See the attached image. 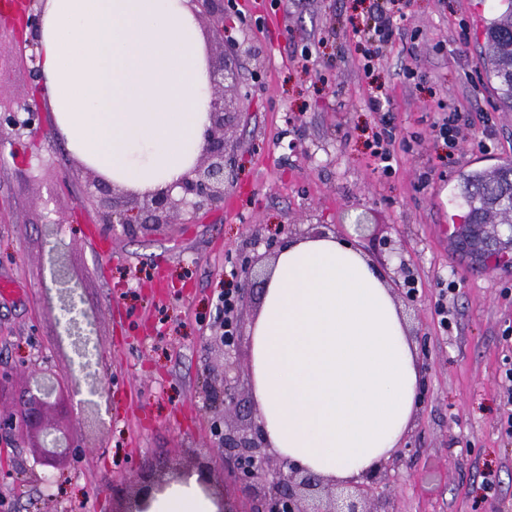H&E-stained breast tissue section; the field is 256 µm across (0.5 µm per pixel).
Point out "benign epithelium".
<instances>
[{
	"label": "benign epithelium",
	"mask_w": 512,
	"mask_h": 512,
	"mask_svg": "<svg viewBox=\"0 0 512 512\" xmlns=\"http://www.w3.org/2000/svg\"><path fill=\"white\" fill-rule=\"evenodd\" d=\"M201 7L197 17L208 18L219 36H224V14L230 7L227 0H193ZM239 45L226 43L225 54L220 58H208L209 78L213 90L210 125L204 133V144L200 157L193 168L179 183L180 191L172 189L145 193L143 206L138 210H102L100 224H121L128 231L147 229L159 224H172L185 214L208 213L224 209V190L228 188L229 175L236 163L234 151L228 149L224 128L237 119L238 113L227 112L224 107V84H237L236 60ZM41 108L27 104L4 115L0 114V127L8 126L15 131L25 130L35 135L40 130ZM252 283L244 280L237 287V304L231 317L224 320L220 328V341L226 348L236 344L239 314L250 298ZM55 394V387L43 378L34 379L22 395L21 416L0 415V429H11L17 425L28 431L41 434L43 458L49 462L62 454H69L78 445L65 433L49 426L44 419L46 408ZM224 414L214 425L216 446L224 452V459L232 464L230 471L236 486L248 508L243 512H393L390 498L380 486L387 480L390 471L402 461V452L380 464L373 471L344 484H329L314 473L288 464L269 448L259 427L239 426L229 422L230 413L238 406L236 388L229 379L217 394ZM198 484L203 492L213 498L218 512H232L226 508L224 497L216 495L210 478L203 469L196 470ZM136 491L123 512H146L150 502L165 488L163 483L132 478Z\"/></svg>",
	"instance_id": "1"
}]
</instances>
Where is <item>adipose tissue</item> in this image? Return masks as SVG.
Wrapping results in <instances>:
<instances>
[{
    "mask_svg": "<svg viewBox=\"0 0 512 512\" xmlns=\"http://www.w3.org/2000/svg\"><path fill=\"white\" fill-rule=\"evenodd\" d=\"M42 85L69 152L119 187H176L212 98L189 0H40ZM256 419L295 466L347 481L391 458L415 411V346L381 271L334 235L287 241L251 329ZM150 512H216L196 477Z\"/></svg>",
    "mask_w": 512,
    "mask_h": 512,
    "instance_id": "obj_1",
    "label": "adipose tissue"
}]
</instances>
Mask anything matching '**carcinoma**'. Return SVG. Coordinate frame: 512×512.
<instances>
[{
  "mask_svg": "<svg viewBox=\"0 0 512 512\" xmlns=\"http://www.w3.org/2000/svg\"><path fill=\"white\" fill-rule=\"evenodd\" d=\"M493 17L486 21L481 66L486 78L496 84L498 109L512 112V0H497ZM457 197L461 199L463 224L457 240L472 252L483 247L469 233L471 224L512 223V160L490 170H472L461 175Z\"/></svg>",
  "mask_w": 512,
  "mask_h": 512,
  "instance_id": "carcinoma-1",
  "label": "carcinoma"
}]
</instances>
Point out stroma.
<instances>
[{"label": "stroma", "instance_id": "obj_1", "mask_svg": "<svg viewBox=\"0 0 512 512\" xmlns=\"http://www.w3.org/2000/svg\"><path fill=\"white\" fill-rule=\"evenodd\" d=\"M245 0L225 15L243 47L239 85L224 97L241 116L227 134L237 146V180L224 208L174 224L126 233L98 223L87 170L69 152L51 112L38 136L0 128V410L15 412L36 375L53 376L57 395L47 418L84 448L80 459L35 462L36 437L0 430V512H116L113 485L141 464L169 480L206 465L229 506L242 502L214 445L220 408L212 392L235 382L238 421H254L248 329L260 307L252 294L243 332L225 355L215 297L224 270L241 255L263 273L267 239L333 234L355 240L378 267L407 263L418 300L401 310L416 345L423 394L403 461L386 488L393 512H512V263L477 260L448 236L462 173L512 159V112L496 106L480 67L486 0H411L406 30L375 73L393 101L391 118L411 148L392 177L374 170L367 138L376 122L367 105L360 48L343 18L365 14L370 0H282L250 10ZM0 0V109L37 100L28 41L4 16ZM325 45H318L320 36ZM314 43L310 60L302 47ZM420 78L412 84L406 69ZM470 118V140L494 135L487 151L463 145L454 161L429 134L440 105ZM491 124H483L481 113ZM428 186H421V179ZM363 215L355 232L351 221ZM63 264L65 289L50 287ZM442 329L434 303L445 280ZM71 292L95 317L99 363L76 370L60 321V297ZM234 370L225 371V362Z\"/></svg>", "mask_w": 512, "mask_h": 512}]
</instances>
